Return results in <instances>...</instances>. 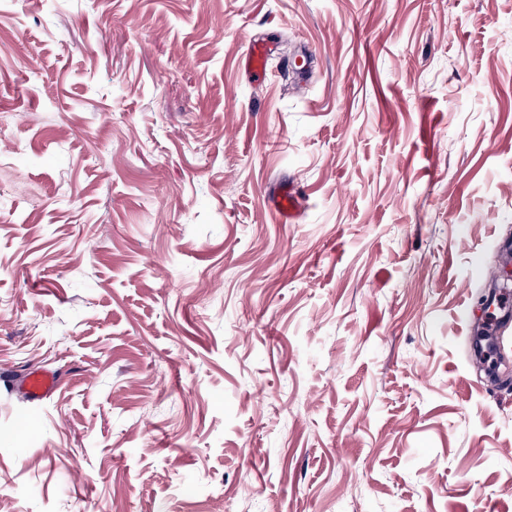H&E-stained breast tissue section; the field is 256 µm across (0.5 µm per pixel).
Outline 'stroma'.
Wrapping results in <instances>:
<instances>
[{
  "mask_svg": "<svg viewBox=\"0 0 512 512\" xmlns=\"http://www.w3.org/2000/svg\"><path fill=\"white\" fill-rule=\"evenodd\" d=\"M510 239L512 0H0V512H512ZM272 52V44L267 41L250 42L242 64L255 81H262L267 77V63ZM299 199L300 197L297 192L293 188L288 187V185L280 189L272 208L277 223L292 224ZM60 377L57 372L44 368L29 369L17 379L11 390H19L31 401H40L50 397L57 389Z\"/></svg>",
  "mask_w": 512,
  "mask_h": 512,
  "instance_id": "35a3bbf8",
  "label": "stroma"
}]
</instances>
